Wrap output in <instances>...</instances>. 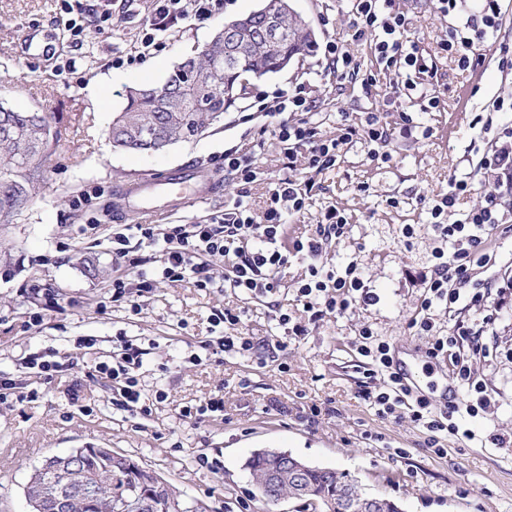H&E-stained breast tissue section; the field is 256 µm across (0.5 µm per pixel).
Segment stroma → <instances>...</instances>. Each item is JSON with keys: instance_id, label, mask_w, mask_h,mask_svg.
<instances>
[{"instance_id": "obj_1", "label": "stroma", "mask_w": 512, "mask_h": 512, "mask_svg": "<svg viewBox=\"0 0 512 512\" xmlns=\"http://www.w3.org/2000/svg\"><path fill=\"white\" fill-rule=\"evenodd\" d=\"M258 4L224 0L210 19L168 28L161 47L141 60L137 49L155 16V0H0V99L18 110L54 113L59 132L43 198L0 229V376L19 386L0 401V512H29L24 487L33 471L46 457L73 448L128 455L204 512H309L295 500L266 509L245 468L259 448L351 473L368 492L398 500L404 512H512V304L486 330L467 299L437 313L440 335L462 323L481 329L486 353L474 368L495 399L490 412L461 416L474 440L440 436L439 455L428 432L407 414L379 417L362 398L368 365L359 353L365 325L376 339L414 350L432 386V404L443 407L452 368L446 359L427 358L430 339L416 335L410 323L441 245L431 216L440 196L455 181L473 185L445 215L448 224L489 193L501 194L503 209L512 210V191L501 192L495 176L480 166L497 133L512 128V67L501 65L504 52L512 53V0H501L502 21L476 43L478 62L467 68L443 48L462 15L441 16L434 0H395L405 17L403 44L416 45L430 68L411 96L401 90L395 69L379 65L373 39H356L358 19L348 0H293L315 32L313 53L257 82L242 108L225 113L223 123L197 140L162 154L113 151L107 129L126 104L127 87L161 85L226 19ZM78 13L91 20L111 17L115 28L74 41L67 23ZM29 29L48 39L45 60L26 57L20 35ZM331 41L348 51L350 67L326 55ZM299 86L313 106L293 119L317 126L322 136L364 125L372 114L390 125L377 157L364 143L353 144L335 167L315 175L305 209L287 218L294 238L312 233L326 208L340 210L348 231L326 244L320 261L329 269L358 262L374 302L308 322L306 335H280L281 310L304 316L295 296L306 264L296 257L282 273V288L264 297L162 280L135 304L113 302L112 232L141 221L123 187L178 172L219 183L203 199L172 202L152 216L155 224L208 223L241 194L262 213L286 158L259 110ZM428 97L436 108L426 109ZM497 101L505 109L495 110ZM405 114L413 119L408 132ZM235 145L252 156L253 183L224 168V151ZM408 225L414 230L409 238L403 233ZM486 251L491 261L470 270L469 286L512 280V235L490 232ZM227 308L242 310L253 351L219 352L222 330L211 320ZM121 336L144 351L139 379L151 415L114 406L111 382L94 370L111 361ZM48 349L65 366L50 383L27 364ZM194 354L199 363L191 362ZM218 394L223 414L181 418L184 407ZM201 455L219 462V470L201 467Z\"/></svg>"}]
</instances>
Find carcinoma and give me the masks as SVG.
<instances>
[{"label": "carcinoma", "instance_id": "carcinoma-1", "mask_svg": "<svg viewBox=\"0 0 512 512\" xmlns=\"http://www.w3.org/2000/svg\"><path fill=\"white\" fill-rule=\"evenodd\" d=\"M257 21L240 34L236 48L249 61L256 80L284 69L288 58L304 56L315 47L314 40L300 29L283 21L282 32L267 42ZM235 84L225 66L224 34L216 32L202 48L174 66L159 87L135 85L126 90V105L112 119L108 135L119 151L163 153L179 142H190L197 133L208 131L224 119V113L246 100L251 87L234 88L224 97V86ZM209 92L207 107L195 104L196 89ZM151 125L157 137L154 144L141 137L143 127ZM58 142L54 116L47 112L17 111L0 101V227L5 228L43 194L49 183L45 160ZM272 466L267 454L253 452L245 462L252 482L265 504L274 505L267 495L266 478ZM81 467L96 474L99 497L76 501L72 512H133L125 502L127 492L146 488L165 512H183L184 501L163 479L143 486L139 464L123 454L118 464L90 454ZM308 493L300 497L312 512H324L327 502H335L334 512H369L366 503H380L378 512H401L398 502L382 495H371L359 481L336 469L308 466L304 474Z\"/></svg>", "mask_w": 512, "mask_h": 512}]
</instances>
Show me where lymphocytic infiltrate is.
<instances>
[{
  "instance_id": "f902f5d3",
  "label": "lymphocytic infiltrate",
  "mask_w": 512,
  "mask_h": 512,
  "mask_svg": "<svg viewBox=\"0 0 512 512\" xmlns=\"http://www.w3.org/2000/svg\"><path fill=\"white\" fill-rule=\"evenodd\" d=\"M351 2L360 20L358 36L383 31L384 39L375 44L378 61L389 67L403 68L407 74L405 88L416 90V76L427 73L428 67L418 52L404 51L398 37L404 20L399 13L393 12V0ZM222 4L223 0H157L155 18L141 39L142 56H149L158 48V32L189 19L205 21ZM500 11V0H481V25H474L468 20L450 30L445 48L458 54L461 66H469V54L475 42L483 40L490 29L498 26ZM291 108L298 112L306 111V98L298 94L291 97L283 95L265 109L266 116L275 118L278 137L288 147V171L278 178L271 190L262 220H255L248 203L239 197L224 216L212 218L207 224H137L132 233H114L112 253L115 261L132 269L133 274L113 279V301L124 299L132 287L143 293L152 292L161 278L172 283L189 279L198 288L219 284L246 295L261 297L280 288V273L287 268L290 254L299 253L305 256L307 266L298 283L296 299L311 320L346 312L359 301L372 302L373 295L365 289L356 263L335 271L319 262L325 244L343 237L347 230V220L339 210L328 208L313 233L294 241L287 237L286 219L288 215L304 209L315 187L314 174L334 167L344 146L356 139L369 144L386 141L388 130L375 121L363 130L348 124L339 137L324 139L315 127L292 122L286 115ZM303 144L309 145L310 150L301 157L296 148ZM470 189L467 181H456L450 193L444 194L431 210L434 229L443 246L434 253L436 262L430 278L425 281L427 292L411 322L416 335L431 337L432 342L427 349L429 358L449 357L457 384L467 396L465 405H451L439 411L429 399L412 394L392 368L390 344L376 340L370 327L360 330L363 340L360 353L371 364L367 377L380 375L386 379L382 389L365 392V399L381 417L407 410L411 422L430 433V443L434 446L438 445V435L442 432L473 440L472 431L460 428L458 424L460 413L475 416L487 411L492 404L488 388L475 376L473 358L482 352L483 347L473 329L459 324L448 335L435 333L436 309L450 307L460 300L459 285L465 281L470 267L488 260L485 251L487 235L502 226L496 205L492 202L471 210L454 223L441 222V215L454 206L458 195ZM133 235L159 252V268H145L138 259L130 257L127 245ZM216 256L224 257L228 263V271L221 278L217 277L211 264ZM120 347V353L113 357L111 363H99L97 370L111 380L116 405L143 415L151 414L150 405L141 401V389L135 374L142 365L143 351L126 339L121 340Z\"/></svg>"
}]
</instances>
